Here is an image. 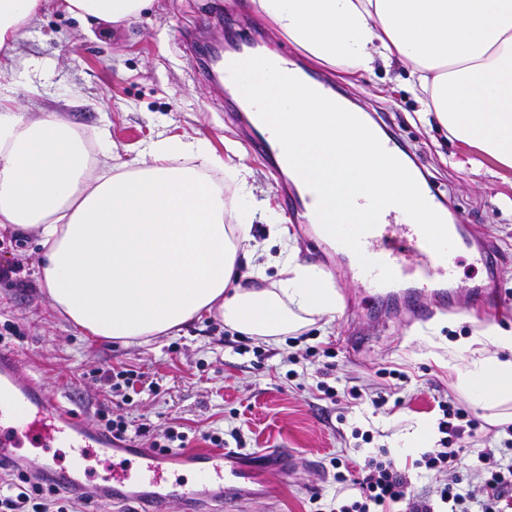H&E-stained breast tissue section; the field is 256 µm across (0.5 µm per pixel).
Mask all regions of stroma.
<instances>
[{
  "label": "stroma",
  "mask_w": 512,
  "mask_h": 512,
  "mask_svg": "<svg viewBox=\"0 0 512 512\" xmlns=\"http://www.w3.org/2000/svg\"><path fill=\"white\" fill-rule=\"evenodd\" d=\"M51 2L0 68V93L11 111L30 120L57 114L90 142L106 135L118 164L139 159L144 145L162 135L203 139L219 154L226 143H236L251 172L252 244L273 256L294 249L298 262L326 271L341 309L335 317L315 318L298 341L231 333L221 318L207 315L146 344L88 336L53 310L38 282V235L6 226L0 228V267L20 270L0 279V324L18 326L21 335L12 344L32 359L38 383L67 405L92 411L99 398L92 370L125 366L143 373L158 391L124 405L128 419L180 423L193 448L203 447L204 432L217 429L227 447L242 445L256 478L240 512H336L355 492L340 488L332 459L355 468L384 448L399 460H415L440 438L439 395L452 397L479 422L463 446L484 448L489 440L505 439L491 410L464 395L456 377L470 361L466 345L478 330L488 324L512 330V313L479 314L471 304L476 288L512 303V170L424 121L408 68L380 61L371 75L344 82L335 68L307 59L251 0H152L132 23L92 25L70 13L65 0ZM217 39L228 47L257 42L260 51L289 56L332 84L401 141L472 249L499 251L500 261L490 268L462 257L448 286L454 312L421 323L399 303L371 310L349 279L344 257H316L291 229L281 198L297 193V186L250 149L245 110L206 72L204 51ZM275 215L278 237L269 227ZM326 348L334 358L323 356ZM395 370L407 374L408 383L392 378ZM322 381L339 390L389 387L393 400L378 411L367 401H334L319 391ZM357 430L370 432L371 442L354 438ZM271 448L295 454L290 472L272 469Z\"/></svg>",
  "instance_id": "35a3bbf8"
}]
</instances>
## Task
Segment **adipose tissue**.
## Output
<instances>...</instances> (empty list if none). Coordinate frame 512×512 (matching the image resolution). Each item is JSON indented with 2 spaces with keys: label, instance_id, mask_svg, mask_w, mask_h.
Instances as JSON below:
<instances>
[{
  "label": "adipose tissue",
  "instance_id": "1",
  "mask_svg": "<svg viewBox=\"0 0 512 512\" xmlns=\"http://www.w3.org/2000/svg\"><path fill=\"white\" fill-rule=\"evenodd\" d=\"M105 22L135 20L151 0H66ZM307 57L361 76L376 59L410 66L426 111L450 137L512 170V0H255ZM49 0H0V54ZM132 164L108 142L90 150L65 121L0 113V226L37 230L38 267L53 309L85 334L131 344L204 313L247 336L299 334L331 316L326 274L282 257L268 288L239 283L250 239L248 171L207 141L162 137ZM237 185L232 206L210 173ZM233 223H225V215ZM496 355L478 353L459 381L480 400H512V332L486 326ZM508 359H499V352Z\"/></svg>",
  "mask_w": 512,
  "mask_h": 512
}]
</instances>
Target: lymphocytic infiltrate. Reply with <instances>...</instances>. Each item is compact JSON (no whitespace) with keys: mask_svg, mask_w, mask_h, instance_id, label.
Masks as SVG:
<instances>
[{"mask_svg":"<svg viewBox=\"0 0 512 512\" xmlns=\"http://www.w3.org/2000/svg\"><path fill=\"white\" fill-rule=\"evenodd\" d=\"M136 376L135 370L123 366L106 371L105 398L95 411L101 426L121 442L132 434L146 437L148 447L163 454L186 448L188 435L179 424L155 430L150 424L135 426L113 414V406L129 403ZM438 408L442 413L439 445L422 452L413 466L436 475L450 474V481L415 491L405 468L383 448L368 457L356 475L345 472L344 461L338 459L334 462L337 483L359 492L357 500L341 505L338 512H392L398 505L404 512H512V425L506 429L507 439L482 449L471 462L457 441L465 429H477V420L468 418L449 398L439 400ZM93 503L91 495H75L20 464L13 465L8 479L0 482V512H89Z\"/></svg>","mask_w":512,"mask_h":512,"instance_id":"lymphocytic-infiltrate-1","label":"lymphocytic infiltrate"}]
</instances>
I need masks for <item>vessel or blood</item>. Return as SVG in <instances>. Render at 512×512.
Listing matches in <instances>:
<instances>
[{"label":"vessel or blood","instance_id":"obj_1","mask_svg":"<svg viewBox=\"0 0 512 512\" xmlns=\"http://www.w3.org/2000/svg\"><path fill=\"white\" fill-rule=\"evenodd\" d=\"M254 131V152L266 162L278 164L280 147L271 129L259 121ZM285 206L293 224L308 230L313 250H338L371 299L382 298L386 286L378 282L376 271L363 269L360 260L364 257L386 263L398 281L418 286L420 294L410 300L409 307L420 321H429L436 312L452 308L453 299L447 290L433 292L429 286L437 280L451 278L456 253L467 247L465 238H454L453 254L438 256L417 225L406 223L388 207L382 211L375 228L362 237L361 250L356 253L340 245L323 229L316 214L317 201L311 195L286 197ZM31 368L28 357L0 344V465L14 462L16 449L58 445L72 450V467L77 470L91 446L109 449L118 461L100 486V493L121 506L131 498L135 488H160V495L148 500V512H165L174 499L192 505L204 499L214 486L223 488L226 496L233 498L242 483L250 480V467L228 450L187 448L172 454H155L130 443H113L110 434L88 425L81 410L46 396L41 385L31 378ZM179 464L191 465L196 480L176 478L175 467Z\"/></svg>","mask_w":512,"mask_h":512}]
</instances>
